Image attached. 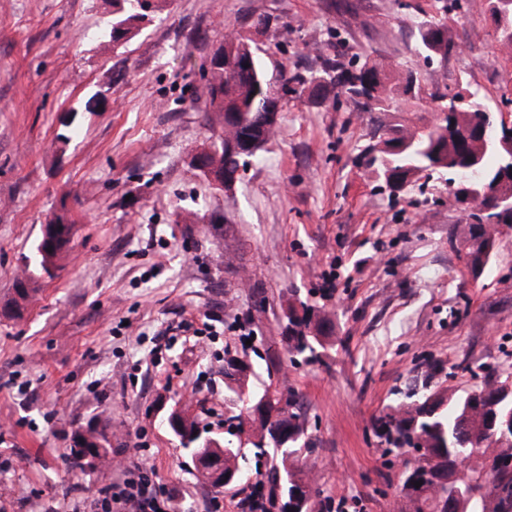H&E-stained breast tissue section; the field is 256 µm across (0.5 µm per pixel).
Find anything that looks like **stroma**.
<instances>
[{
    "label": "stroma",
    "instance_id": "obj_1",
    "mask_svg": "<svg viewBox=\"0 0 512 512\" xmlns=\"http://www.w3.org/2000/svg\"><path fill=\"white\" fill-rule=\"evenodd\" d=\"M433 3L165 0L116 48L101 35L110 0H0V512H89L144 458L173 512H241L249 487L198 478L165 422L184 403L223 441L229 354L252 387L294 398L321 490L312 512H409L376 419L512 366V234L472 279L448 240L461 221L447 186L429 183L424 207L390 198L362 156L379 118L431 128L438 95L512 98L488 0L451 15L455 51L428 60L417 23ZM231 31L269 72L357 54L417 73L421 99L382 115L345 94L288 95L263 162L225 192L193 159L223 124L203 90ZM58 214L71 242L13 316L24 258ZM302 301L333 329L294 363L288 307ZM87 430L112 436L106 472L71 463Z\"/></svg>",
    "mask_w": 512,
    "mask_h": 512
}]
</instances>
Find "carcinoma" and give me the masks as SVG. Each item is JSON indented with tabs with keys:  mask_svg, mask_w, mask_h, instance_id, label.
Instances as JSON below:
<instances>
[{
	"mask_svg": "<svg viewBox=\"0 0 512 512\" xmlns=\"http://www.w3.org/2000/svg\"><path fill=\"white\" fill-rule=\"evenodd\" d=\"M440 3L441 16L428 15L419 21L420 48L426 57L448 56L454 44L448 37L449 15L468 5V0H436ZM116 10L108 21L106 36L114 45H123L142 30L144 23L153 19L161 10L162 0H143L138 8L128 6L127 0H112ZM325 81L316 77L306 78L294 74L286 82L309 88L313 96L323 95L329 87H338L364 106L379 112L390 108V93L408 99L419 97V90L412 88L410 76H405L396 86H390L391 72L381 63L365 61L353 68L330 64L323 70ZM267 79V71L260 50L235 33L224 39V61L214 65L206 80L204 96L211 111L224 115V121L233 125L218 135L219 145L206 153L210 164L232 171L246 169L261 160L266 143L276 133L278 121L267 118L269 109L262 97L261 85ZM475 112L469 104L460 106L448 120V126H433L420 133L407 122L388 124L380 122L378 142L365 152L368 166L392 188L386 174H391L401 187L406 188L420 179V174L438 164L449 168L464 167L471 158L481 156L482 172L495 181L502 158L498 151L489 146L495 138L490 130L486 139L462 137L460 131L473 124ZM50 229L42 233L32 254L26 257L27 268L24 278L14 288L15 300L25 301L34 291L32 270L47 273L54 258L70 242L72 232L70 221L61 217L49 223ZM488 230L481 224H467L460 229L459 253L464 264L474 268L486 267L495 253L488 247ZM302 312L290 308L288 313V349L295 356H315V345L329 335L330 320L314 306L300 303ZM411 402L402 404L379 419L378 437L387 445L384 453L394 451L409 454L412 448H422L418 466L410 467L400 474L403 490L412 512H448V499L440 479L453 475H464L472 482L471 495L464 512H512V439L499 446L486 442L487 432L495 419L512 415V375L507 374L480 387L462 394L432 389L418 397L410 394ZM295 401L285 404L283 417L277 424L291 428L288 444L276 439L273 429L255 436L247 434L249 422L238 413L233 416L236 424L227 434L237 438L238 443L224 441L226 446L241 447L250 444L244 453L224 458V468L234 467L250 475L247 465L249 456L256 459L268 457L272 461L267 483L260 481L252 485L249 496V512H268V507L286 512L292 505L295 492L306 496L307 502L320 494L299 462L308 449L305 428L299 416L293 411ZM186 434L180 436V445L191 451L192 458L198 457L203 440L194 434L198 430L195 420H185ZM105 442L101 463L112 456L108 437L103 432L88 431L87 438H74L71 458L80 467H85L87 449L95 446L96 440ZM469 443L476 455L473 468L465 471L458 460L463 443ZM422 485L415 486L416 482Z\"/></svg>",
	"mask_w": 512,
	"mask_h": 512,
	"instance_id": "1",
	"label": "carcinoma"
}]
</instances>
